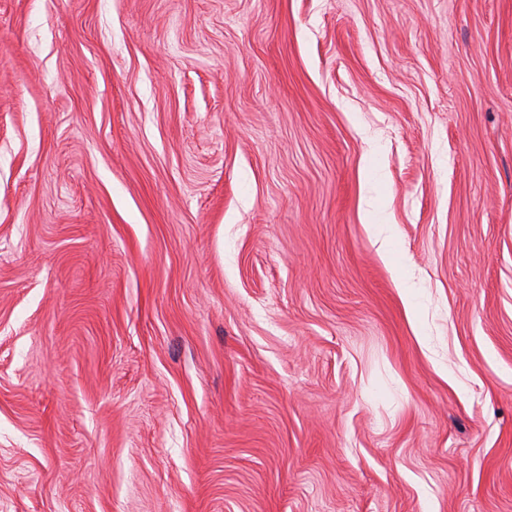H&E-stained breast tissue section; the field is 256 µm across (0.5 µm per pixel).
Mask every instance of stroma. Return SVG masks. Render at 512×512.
<instances>
[{
    "label": "stroma",
    "mask_w": 512,
    "mask_h": 512,
    "mask_svg": "<svg viewBox=\"0 0 512 512\" xmlns=\"http://www.w3.org/2000/svg\"><path fill=\"white\" fill-rule=\"evenodd\" d=\"M0 512H512V0H0Z\"/></svg>",
    "instance_id": "35a3bbf8"
}]
</instances>
